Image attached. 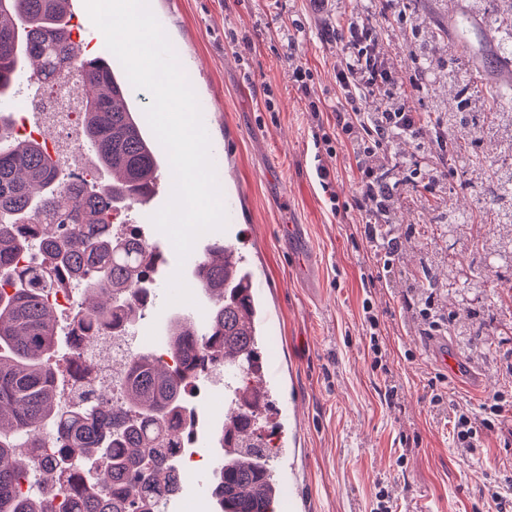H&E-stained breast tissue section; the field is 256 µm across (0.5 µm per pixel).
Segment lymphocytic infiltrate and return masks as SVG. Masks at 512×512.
Instances as JSON below:
<instances>
[{"instance_id":"1","label":"lymphocytic infiltrate","mask_w":512,"mask_h":512,"mask_svg":"<svg viewBox=\"0 0 512 512\" xmlns=\"http://www.w3.org/2000/svg\"><path fill=\"white\" fill-rule=\"evenodd\" d=\"M377 57L348 42L336 68V78L345 93L346 109L337 112L336 127L354 146L356 166L361 174L359 194L373 204L392 199L393 188L379 155L387 153L399 139L416 138L420 127L417 112L399 103L382 112H364L359 107L362 93L373 91L376 80L385 76Z\"/></svg>"}]
</instances>
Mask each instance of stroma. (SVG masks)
<instances>
[{
	"label": "stroma",
	"instance_id": "obj_1",
	"mask_svg": "<svg viewBox=\"0 0 512 512\" xmlns=\"http://www.w3.org/2000/svg\"><path fill=\"white\" fill-rule=\"evenodd\" d=\"M447 2L414 0L404 21L366 15L362 0H339L323 11L312 0L150 4L179 45L178 60L198 99L212 105L210 133L224 146L221 194L236 200L227 221L244 230L237 251L259 274L279 315L262 354L281 362L275 403L292 406L301 427L292 489L306 500V512H372L382 489L395 512H495L492 492L512 484V436L482 408L497 392L512 416V271H484L468 298L447 287L428 304L413 279L424 266L442 281L464 278L479 261L470 240L496 232L494 211L483 202L489 175L501 163L495 147H488L482 169L465 172V188H452L447 198L432 195L423 182L440 168L430 146L446 130L442 118L454 112L457 95L441 77L426 93L412 89L413 35L444 21L431 47L447 58L460 38ZM352 21L377 30L376 54L406 104L424 117L418 140L396 142L389 153V165L400 166L405 180L396 187L399 247L388 270L363 238L370 215L354 204L360 175L349 142L337 136L330 154L314 148L320 125H334L344 102L336 33ZM299 64L313 74L319 117L311 116L290 79ZM319 164L348 206L343 216L326 205L315 175ZM447 206L475 216L463 237L435 235ZM421 231L428 236L424 249L416 243ZM185 283L194 290L190 304H167L166 288H156L136 326L137 348L161 345L174 313L205 320L204 295L193 278ZM366 301L378 317V364L368 354ZM444 353L451 365L442 364ZM457 409L480 418L474 450L458 447L453 437L449 418Z\"/></svg>",
	"mask_w": 512,
	"mask_h": 512
}]
</instances>
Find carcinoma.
<instances>
[{
	"instance_id": "1",
	"label": "carcinoma",
	"mask_w": 512,
	"mask_h": 512,
	"mask_svg": "<svg viewBox=\"0 0 512 512\" xmlns=\"http://www.w3.org/2000/svg\"><path fill=\"white\" fill-rule=\"evenodd\" d=\"M68 0H0V99L37 63L29 81L36 93L65 84L77 63L82 102L80 150L91 152L86 177L62 187L65 173L44 144L14 131L12 112L0 109V512H163L179 488L194 406L189 394L231 369L238 395L227 416L240 432L224 454V428L215 430L210 494L238 488L247 499L239 512H274L276 482L260 484L274 469L277 449L258 433L256 408L265 399L256 371L261 332L253 329L248 265L231 258L224 241L208 245L193 275L209 302L206 324L177 317L164 328L171 363L152 350L129 355L120 372L122 401L106 396L65 397L52 357L58 347L50 294L81 286L99 297L74 322L80 336H129L157 288L159 254L136 231L113 229L115 214L146 203L164 153L141 128L130 98L120 95L127 76L71 40ZM462 41L448 55V79L458 94L485 101L502 87L459 66ZM420 74L439 68L417 54ZM487 117L448 115L439 150L448 172L485 163L475 142L489 132ZM490 252L512 266V222ZM28 256L26 265L18 259ZM69 377L85 362L69 340Z\"/></svg>"
}]
</instances>
